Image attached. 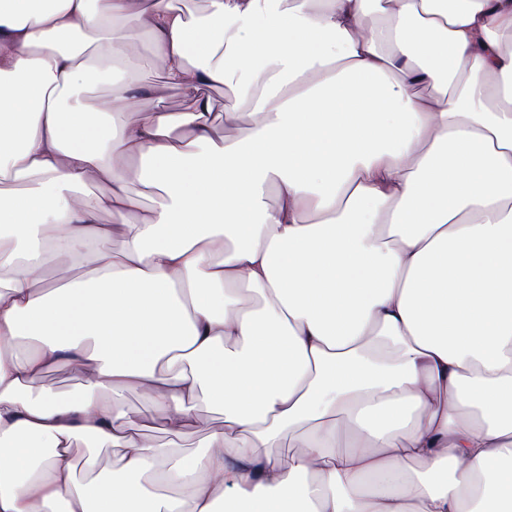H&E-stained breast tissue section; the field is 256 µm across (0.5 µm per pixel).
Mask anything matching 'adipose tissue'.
Masks as SVG:
<instances>
[{
	"label": "adipose tissue",
	"mask_w": 512,
	"mask_h": 512,
	"mask_svg": "<svg viewBox=\"0 0 512 512\" xmlns=\"http://www.w3.org/2000/svg\"><path fill=\"white\" fill-rule=\"evenodd\" d=\"M206 11L0 0V512H512V0ZM143 34L181 105L113 129L141 86H83ZM128 387L171 437L223 423L173 455ZM137 182L142 181L138 178L136 170L131 168L127 172V189L137 202V209L135 210V213L140 215L148 211V209L154 205L157 198V191L153 189L150 193L144 192L139 189ZM39 386L66 394L74 388L73 373L69 366L60 364L43 377ZM194 414V427L176 441L181 448L200 449L197 447L201 445L208 431L219 426L222 422L221 415L203 403L196 407Z\"/></svg>",
	"instance_id": "ef3b65f1"
}]
</instances>
